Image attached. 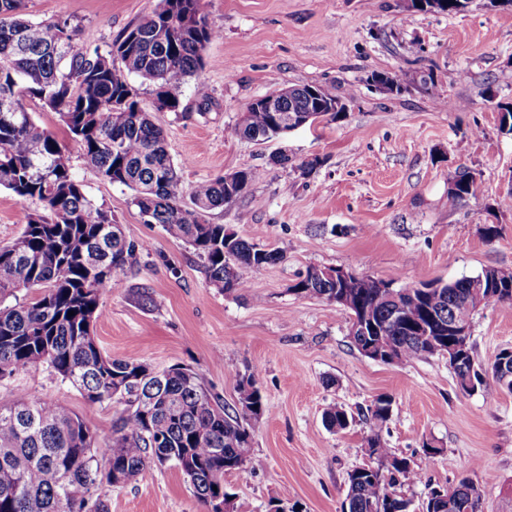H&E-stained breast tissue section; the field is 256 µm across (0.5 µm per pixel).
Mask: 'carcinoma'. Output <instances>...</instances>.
<instances>
[{
    "label": "carcinoma",
    "instance_id": "obj_1",
    "mask_svg": "<svg viewBox=\"0 0 512 512\" xmlns=\"http://www.w3.org/2000/svg\"><path fill=\"white\" fill-rule=\"evenodd\" d=\"M219 36L201 0H159L157 7L132 24L107 50L92 34L68 18L32 21L25 0H0V189L25 204L36 201L45 214L27 215L22 232L0 246V381L45 366L78 388L91 403L122 400L112 437L103 446L86 423L52 401L0 397V512H109L93 494L102 484L100 467L126 484L150 466L172 465L205 504L224 492V475L261 464L251 446V423L268 406L254 375L235 374L237 400L232 407L211 393L187 366L157 372L144 361L107 355L93 336L103 300L119 274L140 264L138 245L113 240L112 212L89 196L73 175L66 143L39 126L24 97L57 112L69 139L103 179L134 191L131 203L150 224H159L203 260L207 287L231 292L243 287L237 267L256 269L285 258L210 222L224 207V177L194 184L184 201L178 171L166 135L137 100L129 81L137 76L154 86L156 109L177 111L179 92L203 67L204 54ZM389 93L399 94L426 78L398 69L386 78ZM341 103L327 85L288 87L286 111L315 117ZM274 113L249 106L238 127L248 140L270 133ZM233 190L241 197L261 172L236 173ZM448 205L474 195L470 171L458 170ZM42 289L27 302L18 292ZM483 289L486 304L512 303V270L487 267L475 276L437 283L434 288L405 285L393 297L386 282L365 276L341 285L307 272L293 285L297 295L330 301L365 326L351 337L357 350L372 346L402 363L448 354L456 385L470 395L484 376L497 377L499 351L483 363L471 344L451 349L448 335L430 331V318L473 322L466 305ZM392 399L379 396L367 409L371 433L362 452L375 466L347 474L342 512H408L398 489L421 479L410 459L398 457L381 436ZM327 430L348 428L352 417L341 406L326 408ZM422 512H483V493L461 479L427 496Z\"/></svg>",
    "mask_w": 512,
    "mask_h": 512
}]
</instances>
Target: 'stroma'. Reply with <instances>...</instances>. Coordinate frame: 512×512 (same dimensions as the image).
I'll return each mask as SVG.
<instances>
[{
  "label": "stroma",
  "mask_w": 512,
  "mask_h": 512,
  "mask_svg": "<svg viewBox=\"0 0 512 512\" xmlns=\"http://www.w3.org/2000/svg\"><path fill=\"white\" fill-rule=\"evenodd\" d=\"M158 0H26L28 18L68 17L107 46L150 13ZM221 31L200 73L201 103L185 85L177 111L155 108L153 87L131 78L141 107L166 133L181 185L244 169L259 170L240 199L215 210L213 223L239 237L282 249L284 260L239 267L245 287L221 293L206 285L193 249L147 223L129 188L100 178L69 143L72 172L134 240L138 267L121 273L104 300L93 334L114 357L162 371L193 368L227 404L237 398L234 373L254 374L269 410L252 424L259 468L227 474L235 512H342L347 473L362 465L369 425L361 414L381 395L392 399L382 436L393 453L423 470L403 487L409 512H421L431 488L468 479L484 493V512H512V393L486 379L460 394L447 356L383 364L350 343L342 307L294 294L309 267H341L393 287L450 282L486 267L512 270V133L501 129L500 105H512V9L467 0L447 15L410 12L404 0H202ZM408 69L424 84L381 91L372 74ZM302 84L333 86L347 106L266 143L237 127L248 103ZM466 102L465 110L439 100ZM288 153V166L275 163ZM319 159L312 171L302 162ZM464 167L476 193L448 204V183ZM496 227L487 237V227ZM149 292L150 305L139 296ZM471 343L478 360L512 349V304L482 309ZM2 394L53 400L76 412L98 442L112 436L123 406L91 403L50 369L0 382ZM354 422L332 433L322 423L330 404ZM438 452L425 457L424 443ZM109 512H208L180 471L150 468L138 479L101 485Z\"/></svg>",
  "instance_id": "1"
}]
</instances>
